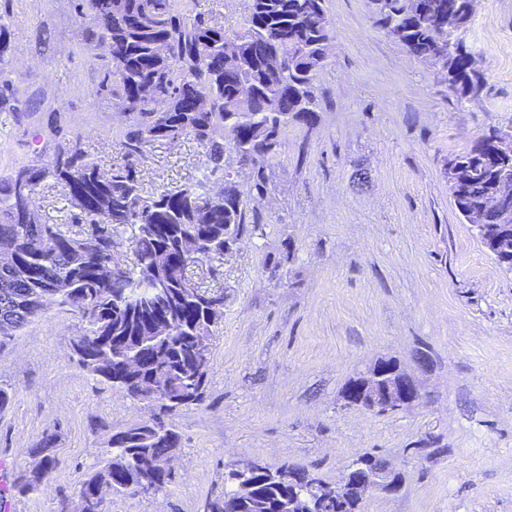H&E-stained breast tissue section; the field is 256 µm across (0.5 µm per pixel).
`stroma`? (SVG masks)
I'll use <instances>...</instances> for the list:
<instances>
[{
  "label": "stroma",
  "mask_w": 512,
  "mask_h": 512,
  "mask_svg": "<svg viewBox=\"0 0 512 512\" xmlns=\"http://www.w3.org/2000/svg\"><path fill=\"white\" fill-rule=\"evenodd\" d=\"M332 48L315 85L311 123H295L272 161L266 225L224 260V319L213 339L202 404L173 419L178 484L152 497H113L106 512H197L234 464L305 467L329 484L364 454L399 473L395 492L364 512H512V271L501 268L456 210L448 159L490 128H512V0H474L462 39L483 72L460 99L374 26L368 0H327ZM0 68L16 110L0 111V175L44 153L34 130L58 119L81 132L100 170L120 157L111 96L81 48L71 0H11ZM203 177L192 138L155 144L147 191ZM282 264L279 284L263 268ZM79 318L58 307L0 349V384L15 393L0 416V474L23 475L25 451L60 433V463L10 512H54L97 460L110 432L147 420L148 407L84 372L69 339ZM392 358L423 398L406 411L346 407L350 377Z\"/></svg>",
  "instance_id": "stroma-1"
}]
</instances>
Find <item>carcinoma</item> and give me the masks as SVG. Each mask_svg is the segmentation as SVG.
Instances as JSON below:
<instances>
[{
	"label": "carcinoma",
	"instance_id": "1",
	"mask_svg": "<svg viewBox=\"0 0 512 512\" xmlns=\"http://www.w3.org/2000/svg\"><path fill=\"white\" fill-rule=\"evenodd\" d=\"M192 0H74V11L96 14L95 25L85 29L84 44L112 46L124 65L113 68L112 58L96 56L100 81L91 93H108L118 108L129 114L114 146L121 162L107 183H99V169L82 147L81 135L55 127L49 131L52 154L22 163L0 176V251L15 255V263L0 266V332L19 335L46 310L44 295L80 318L81 339L88 352L79 366L110 385L108 364L113 356L133 357L144 345L156 347L158 363L142 376L152 377L159 389L142 394L131 384L127 396L152 410L151 418L110 435L98 462L84 473L73 489L87 503L86 512H105L106 500L128 490L112 486V469L122 468L134 484L144 477L146 456L176 454L179 435L167 419L204 401L215 327L224 317L222 285L204 286L194 281V270L204 269L214 278L223 264L224 245L244 237H263L267 224L248 214L247 198L268 192L270 161L281 146L282 135L297 121L308 122L316 108L315 79L324 66V43L331 39V19L326 0H247L239 30H226ZM409 0H369L374 23L415 56L438 57L440 81L458 98L476 96L482 75L474 72L465 84L455 80L457 62L468 55L461 33L471 22L470 0H432L435 10L452 8L454 22L435 27L432 14L414 22L407 18ZM298 36L299 48L270 68L260 57H243L239 70L215 75L207 59L224 50L244 52V38L273 41L283 28ZM139 81L170 105L192 92L206 96L202 112H157L130 101L125 85ZM250 85L254 97L235 98L236 83ZM16 101L9 72L0 69V105ZM192 137L202 148L205 181L181 190L180 204L169 205L170 192L144 190L141 172L148 148L156 143L175 145ZM247 172V189L224 179L226 158ZM471 182L467 197L455 203L468 218L496 191L499 180L512 175V155L489 158L475 142L466 152L450 157ZM79 176L89 194L104 201L109 219L100 222L72 206L62 223L44 221L29 211L19 184L37 189L48 180L67 188ZM210 214L209 237L170 271L161 267L157 254L175 250L202 211ZM76 243L68 253L55 248L60 237ZM133 261L121 258L123 250ZM159 301L171 312L173 330L166 336L143 333V308ZM59 433L45 430L26 453L40 459L42 478L58 465ZM239 474L224 473V489L211 492L198 512H286L281 490L271 475H258L247 495L239 490ZM40 490L31 477L19 476L0 487V502L25 498Z\"/></svg>",
	"mask_w": 512,
	"mask_h": 512
}]
</instances>
